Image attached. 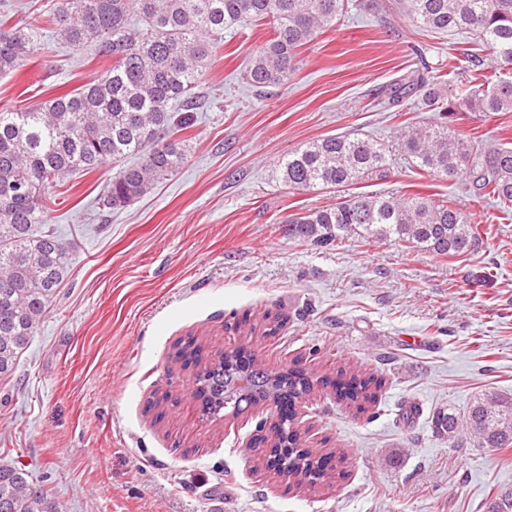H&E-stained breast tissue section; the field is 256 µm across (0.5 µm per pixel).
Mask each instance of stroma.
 <instances>
[{
	"label": "stroma",
	"mask_w": 512,
	"mask_h": 512,
	"mask_svg": "<svg viewBox=\"0 0 512 512\" xmlns=\"http://www.w3.org/2000/svg\"><path fill=\"white\" fill-rule=\"evenodd\" d=\"M349 3L302 49L296 74L263 92L244 73L269 26L225 33L195 90L187 162L128 207L99 205L102 171L53 189L48 225L72 243L73 266L12 380L0 381V458L68 512H484L495 489L512 487V447L451 443L431 425L435 410L464 413L483 391L512 395V210L409 166L398 134L432 118L419 98L376 105L421 73L443 94L469 81L458 60L472 37L423 32L395 0ZM108 65L45 38L0 76V111L69 93ZM453 130L512 148V111ZM350 132L389 150L387 177L310 191L277 178L289 151ZM372 193L451 201L478 225L477 251L455 261L357 237L321 249L286 233L285 216ZM484 273L492 284L480 285ZM247 313L284 321L253 338L267 369L297 361L319 377L348 365L385 382L365 414L319 386L297 402L303 446L341 460L330 486L286 488L256 460L248 443L263 406L199 414L173 346L196 336L229 349ZM412 404L418 415L402 421Z\"/></svg>",
	"instance_id": "1"
}]
</instances>
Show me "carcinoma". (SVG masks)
Instances as JSON below:
<instances>
[{
    "label": "carcinoma",
    "instance_id": "1",
    "mask_svg": "<svg viewBox=\"0 0 512 512\" xmlns=\"http://www.w3.org/2000/svg\"><path fill=\"white\" fill-rule=\"evenodd\" d=\"M348 0H58L45 18L11 24L0 18V74L11 72L37 42L43 29L74 47L90 45L111 65L81 88L24 110L0 112V380L9 378L71 271L73 251L47 223V194L73 175L106 170L128 155L141 161L113 172L101 197L115 209L144 196L159 180L177 173L190 149L185 132L196 105L193 90L213 63L224 33L241 20L266 21L272 36L249 61L247 83L261 91L279 86L298 70L300 50L343 16ZM415 26L443 34L465 31L490 51L492 75L448 99L424 79L398 81L384 105L420 97L436 120L406 127L400 134L408 163L422 171L462 178L473 196L512 209V148H489L449 128L462 113L479 118L512 109V0H398ZM390 161L385 147L357 133L323 137L285 155L276 167L288 187L308 191L344 187L383 176ZM288 236L324 248L350 237L393 241L442 258H463L478 246L480 231L462 209L415 195L397 202L381 194L351 195L325 209L288 218ZM246 328L236 349L217 352L206 363L203 346L190 336L176 346L175 358L195 372V396L204 410L224 404L240 414L271 398L288 404L311 391L313 377L301 368L272 372L249 350L259 329L274 335L281 322L245 314ZM320 382L336 396L366 412L382 381L346 367ZM433 426L453 441L470 434L480 448L512 447V397L485 391L467 415L440 409ZM257 461L277 457L278 469L300 474L298 485L320 488L325 457L302 446L292 433L258 448ZM512 512V489L491 496L487 507ZM0 512H66L49 498L26 469L0 460Z\"/></svg>",
    "mask_w": 512,
    "mask_h": 512
}]
</instances>
